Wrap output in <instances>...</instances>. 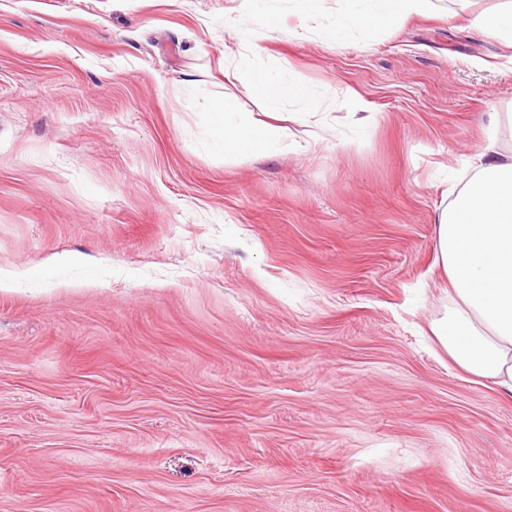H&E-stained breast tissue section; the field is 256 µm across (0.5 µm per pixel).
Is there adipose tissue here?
<instances>
[{
	"mask_svg": "<svg viewBox=\"0 0 512 512\" xmlns=\"http://www.w3.org/2000/svg\"><path fill=\"white\" fill-rule=\"evenodd\" d=\"M432 0H343L328 28L331 44L351 32L370 36L388 24L430 12ZM267 114L288 101L298 111L288 125H271L238 112L228 99L212 101L209 138L215 150L231 157L295 146L292 123L307 121L322 107V95L292 74L256 76L250 82ZM474 174L453 187V199L436 217L437 255L446 273L451 306L431 333L453 364L471 382L492 381L512 398V152L489 141L472 165Z\"/></svg>",
	"mask_w": 512,
	"mask_h": 512,
	"instance_id": "ef3b65f1",
	"label": "adipose tissue"
}]
</instances>
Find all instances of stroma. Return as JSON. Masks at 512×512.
<instances>
[{
    "label": "stroma",
    "mask_w": 512,
    "mask_h": 512,
    "mask_svg": "<svg viewBox=\"0 0 512 512\" xmlns=\"http://www.w3.org/2000/svg\"><path fill=\"white\" fill-rule=\"evenodd\" d=\"M499 0L329 44L241 0H0V512H512V399L429 329L443 173L496 127ZM251 24L256 51L238 25ZM353 89L299 148L226 157L205 108ZM359 138V147L349 146ZM243 2L247 13L260 21L268 31L275 32L279 29L280 18L274 11L265 7L266 0H244ZM501 4L496 9L475 15L474 24L501 43L512 46V1L503 0ZM250 85L254 95L264 103L267 114L281 113L286 101H296L301 105L298 111L289 113L288 121L307 122L308 118L321 112L323 94L301 83L291 73L278 77L256 76Z\"/></svg>",
    "instance_id": "obj_1"
}]
</instances>
